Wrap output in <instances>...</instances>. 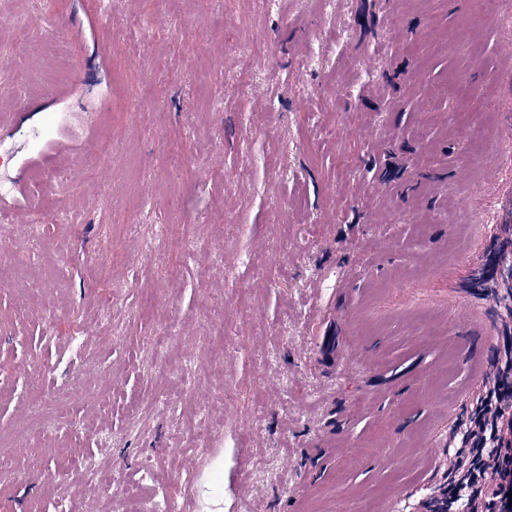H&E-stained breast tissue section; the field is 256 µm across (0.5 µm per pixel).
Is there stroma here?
<instances>
[{"mask_svg":"<svg viewBox=\"0 0 512 512\" xmlns=\"http://www.w3.org/2000/svg\"><path fill=\"white\" fill-rule=\"evenodd\" d=\"M335 2L0 0V65L32 75L0 82V512H207L217 462L223 512L443 484L512 331L459 286L512 28L501 0Z\"/></svg>","mask_w":512,"mask_h":512,"instance_id":"35a3bbf8","label":"stroma"}]
</instances>
